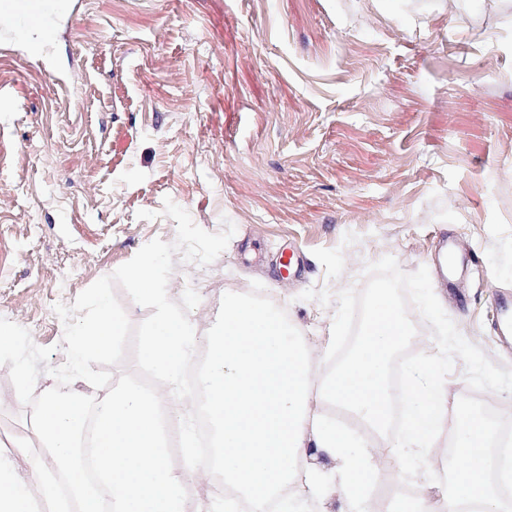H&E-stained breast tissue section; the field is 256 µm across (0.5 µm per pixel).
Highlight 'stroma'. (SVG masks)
Masks as SVG:
<instances>
[{"label": "stroma", "instance_id": "1", "mask_svg": "<svg viewBox=\"0 0 512 512\" xmlns=\"http://www.w3.org/2000/svg\"><path fill=\"white\" fill-rule=\"evenodd\" d=\"M71 0L0 34V317L53 347L73 304L147 242H175L164 198L235 233L211 264L174 254L167 292L198 335L225 293L260 281L321 380L335 305L383 256L432 266L441 236L478 253L467 288L434 293L497 366L498 289H512V9L502 0ZM152 212L149 220L138 211ZM295 246L300 271L281 275ZM0 365V441L31 425Z\"/></svg>", "mask_w": 512, "mask_h": 512}]
</instances>
